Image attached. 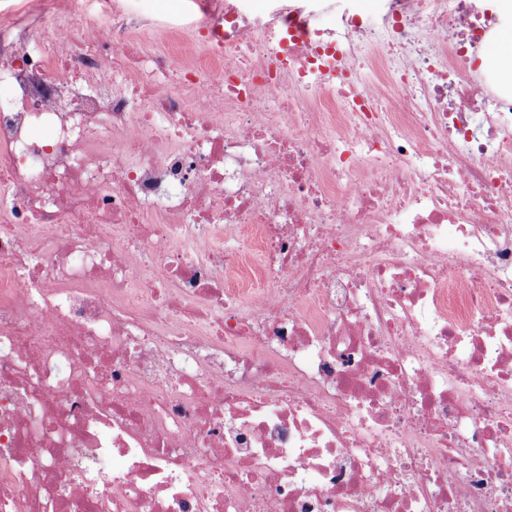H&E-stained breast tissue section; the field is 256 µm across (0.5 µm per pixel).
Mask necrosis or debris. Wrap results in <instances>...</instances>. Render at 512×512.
<instances>
[{"mask_svg": "<svg viewBox=\"0 0 512 512\" xmlns=\"http://www.w3.org/2000/svg\"><path fill=\"white\" fill-rule=\"evenodd\" d=\"M0 30V512H512L490 0ZM138 49L144 51H171L178 49L186 60L196 57L202 58L195 49L191 32L186 30L172 33L163 28L144 29L136 28L131 31L130 37Z\"/></svg>", "mask_w": 512, "mask_h": 512, "instance_id": "obj_1", "label": "necrosis or debris"}]
</instances>
